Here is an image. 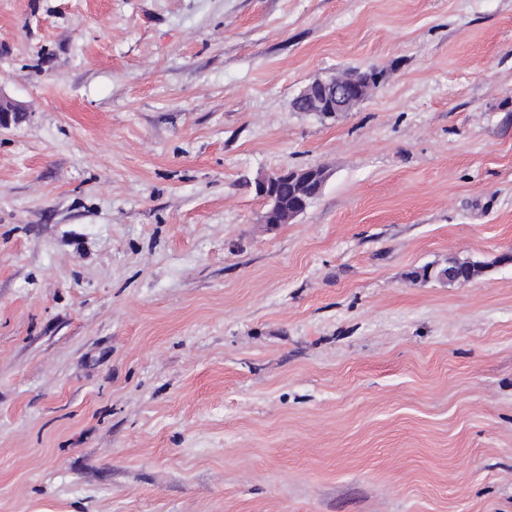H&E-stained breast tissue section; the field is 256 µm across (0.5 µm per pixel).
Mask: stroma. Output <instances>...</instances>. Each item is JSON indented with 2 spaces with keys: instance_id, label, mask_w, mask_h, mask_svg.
Wrapping results in <instances>:
<instances>
[{
  "instance_id": "35a3bbf8",
  "label": "stroma",
  "mask_w": 512,
  "mask_h": 512,
  "mask_svg": "<svg viewBox=\"0 0 512 512\" xmlns=\"http://www.w3.org/2000/svg\"><path fill=\"white\" fill-rule=\"evenodd\" d=\"M0 97V512H512V0H0ZM369 91H366L365 95H359L355 98L348 84H345L343 81L333 82L327 89L330 108L334 112H348L357 103L362 101L368 95ZM312 174L319 179L317 192L319 193L326 181L325 171L321 167H308L305 169H281L280 171L258 179L255 183V191L261 197H267L270 184L279 178L288 177L292 181L300 180L304 175ZM483 268L484 265L478 261L453 260L448 263V268L446 269L437 270L426 265L421 268V271H415L413 274L415 275V278H421L425 281L441 278L448 279V270H451L452 275L451 278L448 279L449 282H467L480 273Z\"/></svg>"
}]
</instances>
